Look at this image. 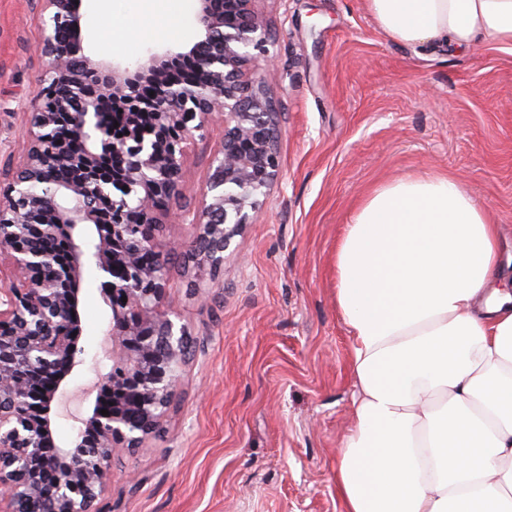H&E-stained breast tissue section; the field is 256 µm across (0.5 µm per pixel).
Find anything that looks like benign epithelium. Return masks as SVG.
Masks as SVG:
<instances>
[{
	"instance_id": "1",
	"label": "benign epithelium",
	"mask_w": 512,
	"mask_h": 512,
	"mask_svg": "<svg viewBox=\"0 0 512 512\" xmlns=\"http://www.w3.org/2000/svg\"><path fill=\"white\" fill-rule=\"evenodd\" d=\"M196 41L136 61L103 63L75 0H43L36 50L50 106L32 113L25 158L0 194V512H27L54 476L46 512H95L112 490V458L157 432L183 381L189 336L163 308L168 256L215 283L224 252L279 177V116L266 88L273 63L256 0H197ZM149 96L112 137L117 96ZM223 135L198 205L184 208L191 248L157 243L182 197L184 160L214 124ZM83 177L56 180L59 169ZM97 276L110 309L111 369L64 444L59 400L84 362L80 282ZM109 415L104 416L100 410Z\"/></svg>"
}]
</instances>
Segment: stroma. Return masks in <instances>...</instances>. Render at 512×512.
<instances>
[{
  "mask_svg": "<svg viewBox=\"0 0 512 512\" xmlns=\"http://www.w3.org/2000/svg\"><path fill=\"white\" fill-rule=\"evenodd\" d=\"M276 56L279 185L224 254L219 286L188 288L171 259L164 307L195 343L174 406L143 447L117 450L99 512H340L334 472L351 428L348 328L336 305V242L361 200L405 175L458 176L505 230L512 255V46L398 44L363 0H258ZM195 0H100L87 13L98 60L133 61L196 33ZM42 0H0V190L19 162L45 69ZM220 129L185 162L200 198ZM94 380L109 309L82 283Z\"/></svg>",
  "mask_w": 512,
  "mask_h": 512,
  "instance_id": "1",
  "label": "stroma"
}]
</instances>
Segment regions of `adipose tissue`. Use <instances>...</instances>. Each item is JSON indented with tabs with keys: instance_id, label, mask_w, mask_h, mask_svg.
I'll return each mask as SVG.
<instances>
[{
	"instance_id": "obj_1",
	"label": "adipose tissue",
	"mask_w": 512,
	"mask_h": 512,
	"mask_svg": "<svg viewBox=\"0 0 512 512\" xmlns=\"http://www.w3.org/2000/svg\"><path fill=\"white\" fill-rule=\"evenodd\" d=\"M394 42L512 45V0H365ZM502 229L453 175L373 189L336 248L354 425L341 512H502L512 503V282Z\"/></svg>"
}]
</instances>
